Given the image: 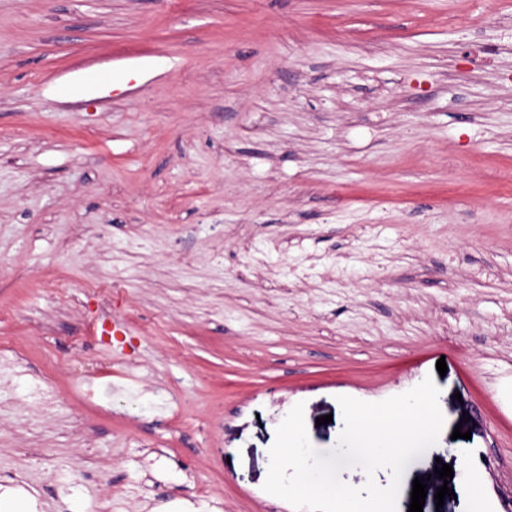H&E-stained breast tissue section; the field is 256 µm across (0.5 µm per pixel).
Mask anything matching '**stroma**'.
Listing matches in <instances>:
<instances>
[{
	"instance_id": "stroma-1",
	"label": "stroma",
	"mask_w": 512,
	"mask_h": 512,
	"mask_svg": "<svg viewBox=\"0 0 512 512\" xmlns=\"http://www.w3.org/2000/svg\"><path fill=\"white\" fill-rule=\"evenodd\" d=\"M509 171L512 0H0V342L60 397L0 390V502L295 512L292 407L328 455L338 397L431 375L399 503L468 512L464 455L504 512Z\"/></svg>"
}]
</instances>
